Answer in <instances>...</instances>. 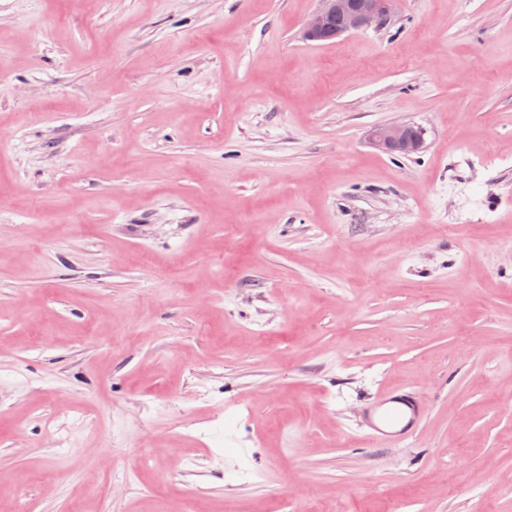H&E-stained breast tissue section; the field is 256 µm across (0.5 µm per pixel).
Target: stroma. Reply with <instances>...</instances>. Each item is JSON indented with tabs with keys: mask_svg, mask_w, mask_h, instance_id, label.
Here are the masks:
<instances>
[{
	"mask_svg": "<svg viewBox=\"0 0 512 512\" xmlns=\"http://www.w3.org/2000/svg\"><path fill=\"white\" fill-rule=\"evenodd\" d=\"M322 6L0 0V512H512V0ZM395 0H323V8L303 27L307 42L325 44L355 30L380 26ZM373 143L384 153L410 154L422 144L421 133L408 125H383L371 131ZM424 404L413 392L388 390L363 407L361 425L378 442L398 443L413 436L421 424Z\"/></svg>",
	"mask_w": 512,
	"mask_h": 512,
	"instance_id": "35a3bbf8",
	"label": "stroma"
}]
</instances>
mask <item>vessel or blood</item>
<instances>
[{"mask_svg":"<svg viewBox=\"0 0 512 512\" xmlns=\"http://www.w3.org/2000/svg\"><path fill=\"white\" fill-rule=\"evenodd\" d=\"M424 405L413 392L388 390L367 403L361 425L379 442L398 443L413 436L421 424Z\"/></svg>","mask_w":512,"mask_h":512,"instance_id":"1","label":"vessel or blood"}]
</instances>
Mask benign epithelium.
Listing matches in <instances>:
<instances>
[{
	"label": "benign epithelium",
	"mask_w": 512,
	"mask_h": 512,
	"mask_svg": "<svg viewBox=\"0 0 512 512\" xmlns=\"http://www.w3.org/2000/svg\"><path fill=\"white\" fill-rule=\"evenodd\" d=\"M395 0H323V8L303 27V38L325 44L355 30L379 26L390 15ZM373 143L389 154H410L422 144L421 133L408 125H383L371 131Z\"/></svg>",
	"instance_id": "7a95c632"
}]
</instances>
